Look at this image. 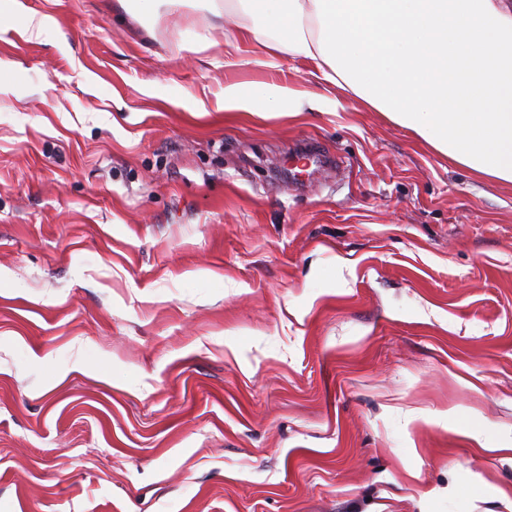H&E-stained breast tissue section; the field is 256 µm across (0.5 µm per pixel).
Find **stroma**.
<instances>
[{"label": "stroma", "mask_w": 512, "mask_h": 512, "mask_svg": "<svg viewBox=\"0 0 512 512\" xmlns=\"http://www.w3.org/2000/svg\"><path fill=\"white\" fill-rule=\"evenodd\" d=\"M7 7L0 512H512V184L208 0Z\"/></svg>", "instance_id": "obj_1"}]
</instances>
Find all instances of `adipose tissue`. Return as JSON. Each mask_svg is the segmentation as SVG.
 <instances>
[{"label":"adipose tissue","instance_id":"1","mask_svg":"<svg viewBox=\"0 0 512 512\" xmlns=\"http://www.w3.org/2000/svg\"><path fill=\"white\" fill-rule=\"evenodd\" d=\"M439 153L512 183V0H214Z\"/></svg>","mask_w":512,"mask_h":512}]
</instances>
